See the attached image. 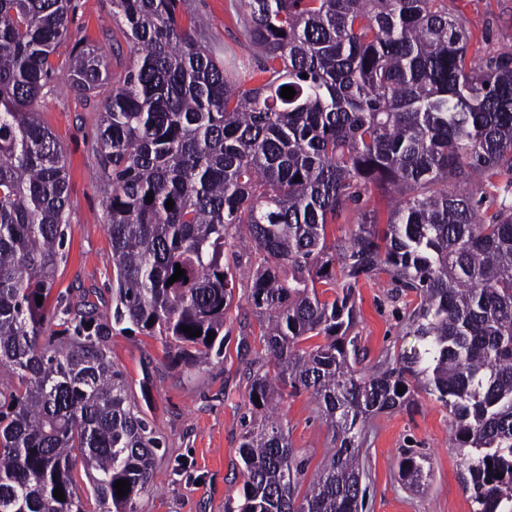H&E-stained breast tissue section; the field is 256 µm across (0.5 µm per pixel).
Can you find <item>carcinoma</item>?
<instances>
[{"mask_svg":"<svg viewBox=\"0 0 512 512\" xmlns=\"http://www.w3.org/2000/svg\"><path fill=\"white\" fill-rule=\"evenodd\" d=\"M242 3L248 64L235 79L187 0H112L134 55L114 82L99 50H70L73 91L112 85L95 149L112 327L206 363L223 354L236 287L249 288L265 362L249 373L244 482L224 512H360L365 424L420 392L448 407L471 512H512V203L473 188L506 176L512 191V51L469 55L448 0ZM71 10L0 0V512H139L160 448L103 324L49 304L70 199L35 104ZM374 189L393 197L386 222L363 210L349 241L328 240ZM381 274L414 296L406 335L419 347L366 372L354 290ZM53 319L62 330L42 344ZM301 392L334 441L304 491L284 412ZM425 462L402 457L401 480L419 486Z\"/></svg>","mask_w":512,"mask_h":512,"instance_id":"carcinoma-1","label":"carcinoma"}]
</instances>
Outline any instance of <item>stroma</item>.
<instances>
[{"mask_svg": "<svg viewBox=\"0 0 512 512\" xmlns=\"http://www.w3.org/2000/svg\"><path fill=\"white\" fill-rule=\"evenodd\" d=\"M210 38L220 47H236L242 38L233 0H188ZM72 42L99 47L111 75H124L133 56L112 24V0H73ZM474 42L491 52L512 50V0H451ZM103 91L81 96L56 79L46 88L37 112L61 144L69 173L70 218L53 295L71 303L88 300L103 316L112 314L110 241L104 217V193L95 146ZM235 292L224 321V355L197 365L165 351L139 333L109 332L104 341L113 365L124 374L128 397L148 421L162 446L157 450L151 491L141 512H224L243 484L238 448L249 416L248 364L261 346L260 326L247 301ZM356 332L361 337L360 369L416 346L407 333L409 305L388 275L360 281L356 290ZM290 442L298 458L316 466L332 446L331 430L319 407L302 393L285 407ZM450 417L445 405L415 395L401 409L371 417L365 427L361 458L367 487L363 512H470L463 489L460 458L449 445ZM407 450L426 458L420 487L408 488L397 469Z\"/></svg>", "mask_w": 512, "mask_h": 512, "instance_id": "35a3bbf8", "label": "stroma"}]
</instances>
